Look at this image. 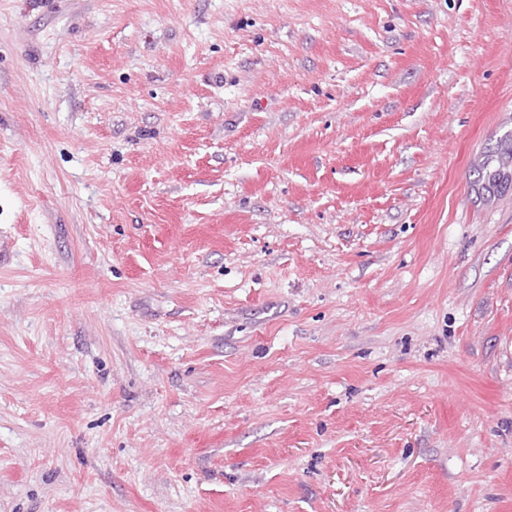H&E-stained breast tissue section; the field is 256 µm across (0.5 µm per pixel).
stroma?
Here are the masks:
<instances>
[{
  "label": "stroma",
  "instance_id": "obj_1",
  "mask_svg": "<svg viewBox=\"0 0 512 512\" xmlns=\"http://www.w3.org/2000/svg\"><path fill=\"white\" fill-rule=\"evenodd\" d=\"M0 512H512V0H0Z\"/></svg>",
  "mask_w": 512,
  "mask_h": 512
}]
</instances>
